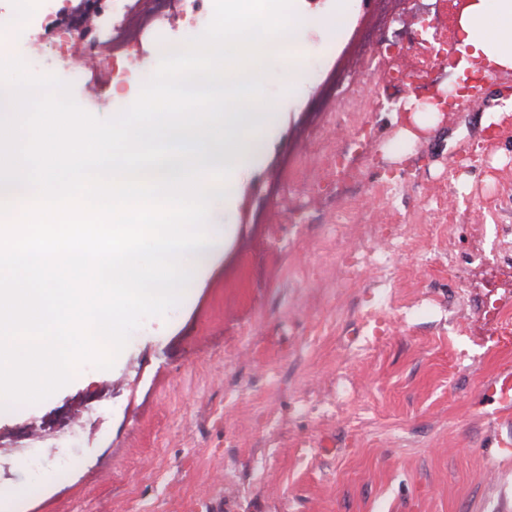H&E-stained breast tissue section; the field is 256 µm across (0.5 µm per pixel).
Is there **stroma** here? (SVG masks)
Here are the masks:
<instances>
[{"label":"stroma","mask_w":512,"mask_h":512,"mask_svg":"<svg viewBox=\"0 0 512 512\" xmlns=\"http://www.w3.org/2000/svg\"><path fill=\"white\" fill-rule=\"evenodd\" d=\"M433 0H350L341 40L309 29L305 84L282 53L265 78L279 120L237 176L224 251L188 298L145 318L111 369L80 367L37 404L0 413L26 438L78 419L80 463L50 479L0 446V512H512V435L479 397L512 368V85L489 81L416 139L421 24L452 38ZM67 0L53 39L14 49L65 76L83 47ZM384 57L368 74L357 60ZM111 64L72 96L108 119L139 96ZM358 123L326 106L342 78Z\"/></svg>","instance_id":"obj_1"}]
</instances>
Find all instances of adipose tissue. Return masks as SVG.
<instances>
[{"instance_id":"obj_1","label":"adipose tissue","mask_w":512,"mask_h":512,"mask_svg":"<svg viewBox=\"0 0 512 512\" xmlns=\"http://www.w3.org/2000/svg\"><path fill=\"white\" fill-rule=\"evenodd\" d=\"M457 22L472 57L496 71L512 69V0H471Z\"/></svg>"}]
</instances>
